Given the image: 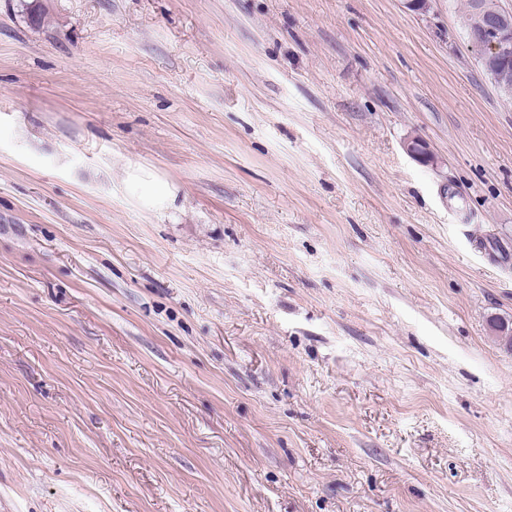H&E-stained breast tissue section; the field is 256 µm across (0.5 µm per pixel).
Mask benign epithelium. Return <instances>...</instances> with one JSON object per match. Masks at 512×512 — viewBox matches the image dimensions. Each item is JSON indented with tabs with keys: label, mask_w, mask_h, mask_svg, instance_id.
<instances>
[{
	"label": "benign epithelium",
	"mask_w": 512,
	"mask_h": 512,
	"mask_svg": "<svg viewBox=\"0 0 512 512\" xmlns=\"http://www.w3.org/2000/svg\"><path fill=\"white\" fill-rule=\"evenodd\" d=\"M477 7L485 16L480 37L473 44L481 55L497 63L491 71L496 88L505 96H512V12L500 7L489 8L484 0Z\"/></svg>",
	"instance_id": "1"
}]
</instances>
